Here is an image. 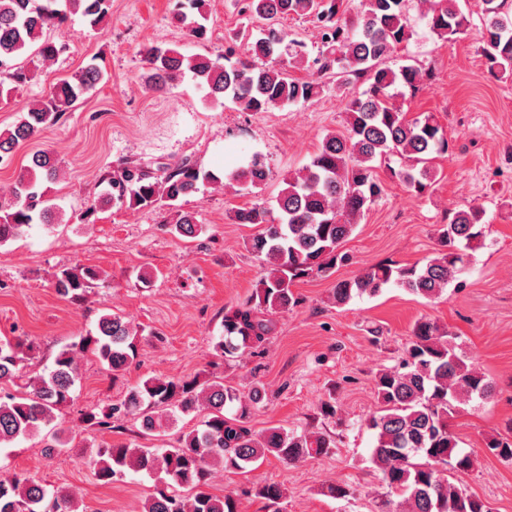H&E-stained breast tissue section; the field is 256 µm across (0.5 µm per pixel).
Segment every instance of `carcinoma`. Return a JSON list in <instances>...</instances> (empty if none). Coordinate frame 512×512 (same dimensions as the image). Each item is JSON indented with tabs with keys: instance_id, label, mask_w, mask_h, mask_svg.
Masks as SVG:
<instances>
[{
	"instance_id": "1",
	"label": "carcinoma",
	"mask_w": 512,
	"mask_h": 512,
	"mask_svg": "<svg viewBox=\"0 0 512 512\" xmlns=\"http://www.w3.org/2000/svg\"><path fill=\"white\" fill-rule=\"evenodd\" d=\"M204 0H187L173 19L188 36L202 39L207 33L201 11ZM406 0H361L351 23L338 17L343 0H247L243 11L274 21L288 16L312 18L322 24L323 47L313 59L316 76L299 80L285 65L307 61L306 46L288 33L268 28L260 37L247 30L242 54L230 50L223 56H186L173 48L153 46L145 60L148 87L168 88L191 75L206 97L226 100L245 112H268L285 105L305 104L324 90V78L340 75L341 83L363 82L366 87L346 98V126L325 136L309 164L283 179L278 212L263 202H253L233 212L236 224H251L258 233L245 242L258 257L263 272L248 300L224 313V334L213 348L226 362L260 349L273 330V316L299 303L296 282L310 277L328 278L346 255L338 252L364 212L379 199L384 183L376 168L387 165L391 177L421 195L435 181L434 160L449 153L443 129L431 116L410 118L395 101V89L414 90L422 79L416 64L398 69L388 60L409 39L405 20ZM432 33L446 38L468 29L460 0H424ZM81 13L90 26L112 14V0H0V82L16 85L28 81L16 60L31 47L44 62L54 60L62 46L46 38L45 31ZM482 23L477 40L488 72L501 79L512 75V0H482ZM102 79L96 58L78 72L53 85L50 94L32 104L24 117L0 131V160L11 157L45 126L60 118ZM401 160L398 169L392 158ZM59 161L50 151L31 155L10 198L0 201V245L23 229L47 224L42 183L56 179ZM270 170L260 158L222 178L187 160L156 169L138 161L124 162L102 178L106 188L83 213L82 221L94 223L105 207L142 209L173 206L198 191L201 182L230 187L236 183L260 185ZM482 211L459 209L438 232L440 249L424 264H378L360 275L339 280L333 287L336 305L344 306L363 295L376 296L393 284L412 295L432 301L440 298L468 264L471 251L483 238ZM206 231L191 212L179 215L170 232L195 238ZM101 280L92 267L63 269L55 276L58 294L81 301L88 288ZM138 330L118 314L100 316L95 331L60 349L47 372L30 375L29 360L37 345L26 336L0 339V446L46 433L59 441L56 411L72 399L79 376V362L92 355L117 374L138 356ZM448 331L429 319L415 323L402 360L374 376L380 410L366 420L374 432L372 462L388 493L402 497L397 508L386 499L380 512H493L490 503L449 481L448 470H469L471 455L459 450L458 439L448 427L456 407L491 396V380L457 352ZM261 401V391L245 396L215 374L203 383L170 377H150L131 387L120 405L86 411L81 421L94 429L112 428L117 412L140 420L142 433L150 435L170 427L178 414L207 411L200 429L182 433L169 448H131L105 444L90 461L96 478L105 484L127 473L145 472L156 477L155 492L142 512H239L232 493L210 491L217 469L250 473L275 457L287 464L328 453L330 435L296 434L279 426L261 433L249 425L251 410ZM495 456L512 461V438L500 436L487 444ZM246 494L264 501L267 512H280L284 488L275 483H254ZM0 512H80L72 495L47 488L33 473L12 471L0 475Z\"/></svg>"
}]
</instances>
